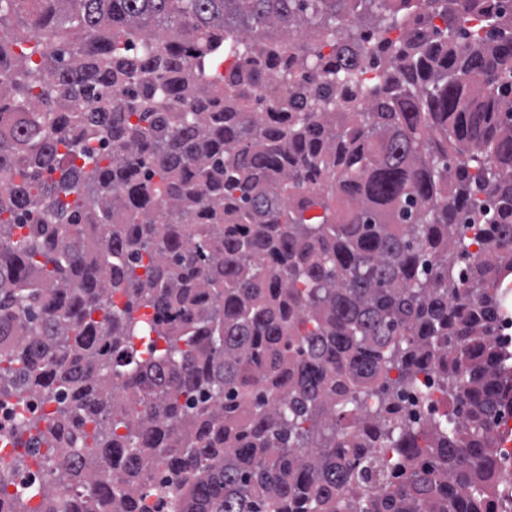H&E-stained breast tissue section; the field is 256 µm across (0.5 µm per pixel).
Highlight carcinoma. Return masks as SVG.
Returning <instances> with one entry per match:
<instances>
[{
    "label": "carcinoma",
    "instance_id": "cac0c4a2",
    "mask_svg": "<svg viewBox=\"0 0 512 512\" xmlns=\"http://www.w3.org/2000/svg\"><path fill=\"white\" fill-rule=\"evenodd\" d=\"M1 182L0 512H494L512 0H0Z\"/></svg>",
    "mask_w": 512,
    "mask_h": 512
}]
</instances>
